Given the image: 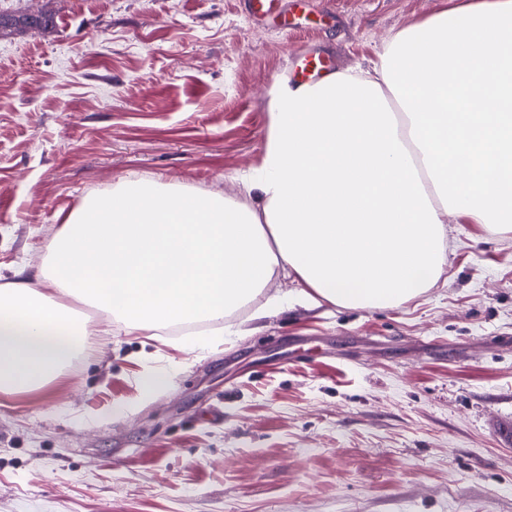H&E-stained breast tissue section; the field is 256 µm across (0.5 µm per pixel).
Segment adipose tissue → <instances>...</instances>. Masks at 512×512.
I'll list each match as a JSON object with an SVG mask.
<instances>
[{"mask_svg":"<svg viewBox=\"0 0 512 512\" xmlns=\"http://www.w3.org/2000/svg\"><path fill=\"white\" fill-rule=\"evenodd\" d=\"M459 13L400 32L369 70L280 81L263 163L244 179L253 203L132 180L90 195L51 241L40 287L0 285V392L41 388L110 334L67 316L65 296L158 330L223 319L282 271L295 287L264 314L392 308L444 273L448 213L512 232V0Z\"/></svg>","mask_w":512,"mask_h":512,"instance_id":"1","label":"adipose tissue"}]
</instances>
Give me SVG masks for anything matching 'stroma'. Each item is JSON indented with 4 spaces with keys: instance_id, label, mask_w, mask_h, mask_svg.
Segmentation results:
<instances>
[{
    "instance_id": "obj_1",
    "label": "stroma",
    "mask_w": 512,
    "mask_h": 512,
    "mask_svg": "<svg viewBox=\"0 0 512 512\" xmlns=\"http://www.w3.org/2000/svg\"><path fill=\"white\" fill-rule=\"evenodd\" d=\"M472 0H0V285L34 278L85 198L125 180L243 199L268 102L313 51L334 70ZM264 294L185 332L111 323L42 389L0 392V512H512V233L448 216V264L409 303ZM168 382L141 394L145 374Z\"/></svg>"
}]
</instances>
